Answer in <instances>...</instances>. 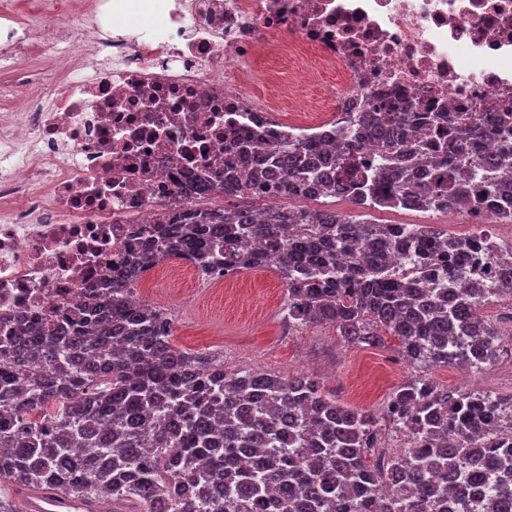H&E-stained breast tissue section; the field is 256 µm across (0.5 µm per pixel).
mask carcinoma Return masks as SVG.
Returning <instances> with one entry per match:
<instances>
[{"label":"carcinoma","mask_w":512,"mask_h":512,"mask_svg":"<svg viewBox=\"0 0 512 512\" xmlns=\"http://www.w3.org/2000/svg\"><path fill=\"white\" fill-rule=\"evenodd\" d=\"M407 119L379 105L355 113L336 154L301 139L255 156L232 145L224 177L199 189L226 196L276 192L313 201L336 195L366 209L452 210L465 218L512 181V163L484 156L461 167L471 129L424 122L407 145ZM381 141L361 160L364 138ZM250 176L241 179L238 170ZM167 248L130 256L111 297L61 314L47 336L28 326L0 338V512L5 492L55 491L107 512H512V395L448 389L428 371L481 370L500 332L476 315L512 297V251L486 253L499 287L468 277L487 234L455 236L428 224L384 225L284 202L262 212L190 205L173 218ZM411 255L398 272L387 258ZM166 258L202 275L278 271L292 326L331 323L346 341L373 345L380 330L420 369L377 415L347 407L307 375L227 371L175 349L172 318L131 301L139 275ZM407 447L377 446L380 422ZM483 488L485 500L460 499Z\"/></svg>","instance_id":"carcinoma-1"}]
</instances>
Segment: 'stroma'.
Wrapping results in <instances>:
<instances>
[{
	"mask_svg": "<svg viewBox=\"0 0 512 512\" xmlns=\"http://www.w3.org/2000/svg\"><path fill=\"white\" fill-rule=\"evenodd\" d=\"M139 288L171 314L175 349L223 357L228 369L311 376L339 403L356 409L383 412L392 390L416 373L390 336L369 346L344 341L330 324L288 329L282 318L285 283L272 270L207 279L192 263L167 259ZM430 376L451 389L512 393V362L502 357L465 379L452 368L431 370Z\"/></svg>",
	"mask_w": 512,
	"mask_h": 512,
	"instance_id": "35a3bbf8",
	"label": "stroma"
}]
</instances>
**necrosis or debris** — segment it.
<instances>
[{
	"mask_svg": "<svg viewBox=\"0 0 512 512\" xmlns=\"http://www.w3.org/2000/svg\"><path fill=\"white\" fill-rule=\"evenodd\" d=\"M129 0H95L76 38L20 20L0 0V70L66 46L78 78L26 89L0 82V335L50 320L156 217L195 200L224 169L230 142L311 137L336 143L349 114L385 103L440 122L512 111V0H142L160 29L124 38L109 19ZM315 58L332 75L321 98L287 104L259 57Z\"/></svg>",
	"mask_w": 512,
	"mask_h": 512,
	"instance_id": "4bbe7bcc",
	"label": "necrosis or debris"
}]
</instances>
